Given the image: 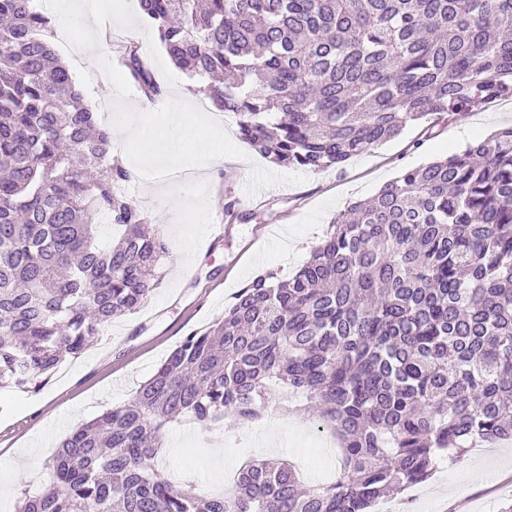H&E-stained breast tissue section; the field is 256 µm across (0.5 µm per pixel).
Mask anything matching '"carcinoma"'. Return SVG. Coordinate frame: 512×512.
Here are the masks:
<instances>
[{"instance_id":"obj_1","label":"carcinoma","mask_w":512,"mask_h":512,"mask_svg":"<svg viewBox=\"0 0 512 512\" xmlns=\"http://www.w3.org/2000/svg\"><path fill=\"white\" fill-rule=\"evenodd\" d=\"M170 59L287 167L341 170L407 127L512 97V0H140ZM0 382L41 385L159 287L168 254L31 0H0ZM121 62L160 89L133 45ZM122 228L98 240L99 217ZM292 394L336 480L249 460L230 496L159 470L164 429ZM512 440V126L406 168L335 217L290 278L263 270L124 404L79 425L16 512H372L445 459Z\"/></svg>"}]
</instances>
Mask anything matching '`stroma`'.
I'll return each mask as SVG.
<instances>
[{"label":"stroma","instance_id":"1","mask_svg":"<svg viewBox=\"0 0 512 512\" xmlns=\"http://www.w3.org/2000/svg\"><path fill=\"white\" fill-rule=\"evenodd\" d=\"M97 2L107 29L93 36L98 53L85 64L94 80L82 89L95 113L109 114L112 145L133 171L122 192L167 242L164 281L137 313L114 319L39 390L0 387V512H16L22 491L36 492L49 482L47 461L72 428L126 402L186 336L219 319L258 271L292 276L348 206L375 195L403 169L461 151L512 124V98H503L441 124L427 138L420 127L407 128L341 170L281 167L240 140L235 119L203 106L197 82L169 60L139 0ZM124 43L140 48L163 87L161 96H142L118 60L115 47ZM134 110L154 120V138L123 135ZM171 140L180 142L184 161L195 160L198 141L213 144L224 160L186 178L165 179L152 162ZM231 202L233 218L225 214ZM216 219L224 226L222 241L197 233V225ZM317 426L312 414L275 404L265 418L232 431L175 423L160 465L174 484L189 476L208 494L223 492L228 464L268 455L291 459L307 484H326L340 459L335 445L318 447ZM418 491L410 512H500L512 502V443L471 449Z\"/></svg>","mask_w":512,"mask_h":512}]
</instances>
